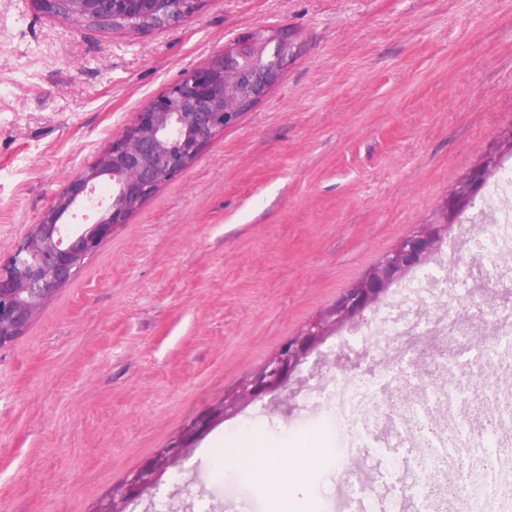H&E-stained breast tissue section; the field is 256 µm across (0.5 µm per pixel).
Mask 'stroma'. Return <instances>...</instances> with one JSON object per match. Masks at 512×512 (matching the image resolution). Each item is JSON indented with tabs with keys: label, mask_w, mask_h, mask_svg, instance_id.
Returning <instances> with one entry per match:
<instances>
[{
	"label": "stroma",
	"mask_w": 512,
	"mask_h": 512,
	"mask_svg": "<svg viewBox=\"0 0 512 512\" xmlns=\"http://www.w3.org/2000/svg\"><path fill=\"white\" fill-rule=\"evenodd\" d=\"M300 57L179 176L118 225L0 347V512H96L114 485L331 308L512 127V0H204L145 34L0 0V255L136 112L254 28ZM368 310L280 397L212 427L128 512H423L413 456L346 429L328 399L392 344ZM255 434L318 442L301 506L225 462Z\"/></svg>",
	"instance_id": "1"
}]
</instances>
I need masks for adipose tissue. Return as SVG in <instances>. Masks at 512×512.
Masks as SVG:
<instances>
[{"label":"adipose tissue","mask_w":512,"mask_h":512,"mask_svg":"<svg viewBox=\"0 0 512 512\" xmlns=\"http://www.w3.org/2000/svg\"><path fill=\"white\" fill-rule=\"evenodd\" d=\"M318 456L317 448H269L260 438L244 440L227 454V461L252 473L260 491L302 501L306 494L305 474ZM276 483H268V476Z\"/></svg>","instance_id":"ef3b65f1"}]
</instances>
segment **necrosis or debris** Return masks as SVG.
<instances>
[{
    "label": "necrosis or debris",
    "instance_id": "1",
    "mask_svg": "<svg viewBox=\"0 0 512 512\" xmlns=\"http://www.w3.org/2000/svg\"><path fill=\"white\" fill-rule=\"evenodd\" d=\"M466 224H488L494 231L483 257L500 266L512 255V164L502 167L486 198L474 207ZM419 299L441 300L459 286L446 261L434 270L417 274L410 282ZM395 333L434 339L435 347L424 361L408 358L405 349H395L382 373L366 370L363 377L337 384L331 397L336 402V419L347 427L349 446L372 435L385 409H392L391 427L399 442L421 448L423 471L416 482L446 481L448 468L439 450L469 446L460 432L441 429L453 408L459 407L462 388L480 386L491 406H498L511 389L496 373L497 365L512 356V312L487 310L482 315H434L420 312L415 319L391 314L385 319Z\"/></svg>",
    "mask_w": 512,
    "mask_h": 512
}]
</instances>
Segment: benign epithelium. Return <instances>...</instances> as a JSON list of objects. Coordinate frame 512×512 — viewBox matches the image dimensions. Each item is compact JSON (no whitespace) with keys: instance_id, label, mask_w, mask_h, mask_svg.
Returning <instances> with one entry per match:
<instances>
[{"instance_id":"benign-epithelium-1","label":"benign epithelium","mask_w":512,"mask_h":512,"mask_svg":"<svg viewBox=\"0 0 512 512\" xmlns=\"http://www.w3.org/2000/svg\"><path fill=\"white\" fill-rule=\"evenodd\" d=\"M46 13L75 27L99 25L137 35L165 29L194 15L204 0H35ZM302 51L289 28H256L215 53L202 67L174 81L149 100L134 121L86 168L71 176L26 238L0 257V347L24 331L81 268L113 229L164 182L184 172L204 145L236 123L240 114L267 95ZM512 149V129L498 148L453 183L431 224L401 239L336 304L304 333L289 339L240 389L191 421L169 444L144 462L99 512H126L206 430L254 399L276 396L300 366L336 330L363 318L390 288L424 266L437 252L453 221ZM107 192L100 193L101 188Z\"/></svg>"}]
</instances>
